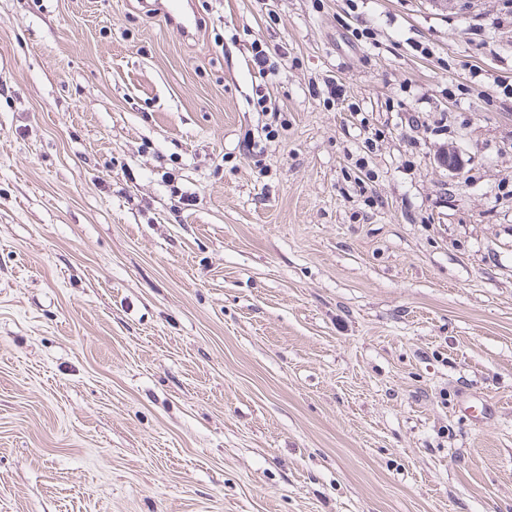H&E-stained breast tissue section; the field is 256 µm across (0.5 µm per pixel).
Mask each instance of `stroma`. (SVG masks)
Returning a JSON list of instances; mask_svg holds the SVG:
<instances>
[{"label":"stroma","mask_w":512,"mask_h":512,"mask_svg":"<svg viewBox=\"0 0 512 512\" xmlns=\"http://www.w3.org/2000/svg\"><path fill=\"white\" fill-rule=\"evenodd\" d=\"M194 5L0 0V512H512V0ZM166 3H157L160 13L186 35L193 36L194 31L199 30V17L193 12H187L183 7V1L167 0Z\"/></svg>","instance_id":"35a3bbf8"}]
</instances>
